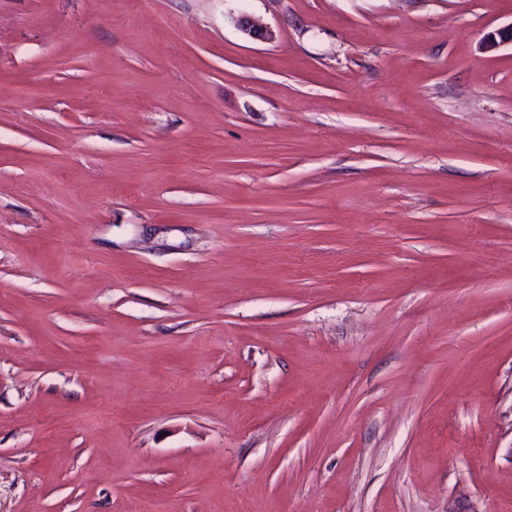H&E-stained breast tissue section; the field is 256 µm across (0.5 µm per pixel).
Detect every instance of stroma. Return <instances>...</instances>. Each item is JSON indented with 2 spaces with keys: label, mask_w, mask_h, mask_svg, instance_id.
<instances>
[{
  "label": "stroma",
  "mask_w": 512,
  "mask_h": 512,
  "mask_svg": "<svg viewBox=\"0 0 512 512\" xmlns=\"http://www.w3.org/2000/svg\"><path fill=\"white\" fill-rule=\"evenodd\" d=\"M509 24L0 0V512H512Z\"/></svg>",
  "instance_id": "1"
}]
</instances>
